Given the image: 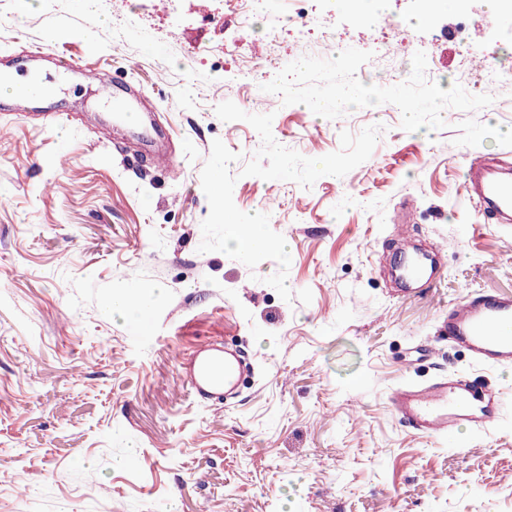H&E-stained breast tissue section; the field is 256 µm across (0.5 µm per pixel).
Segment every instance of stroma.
I'll list each match as a JSON object with an SVG mask.
<instances>
[{
	"instance_id": "obj_1",
	"label": "stroma",
	"mask_w": 512,
	"mask_h": 512,
	"mask_svg": "<svg viewBox=\"0 0 512 512\" xmlns=\"http://www.w3.org/2000/svg\"><path fill=\"white\" fill-rule=\"evenodd\" d=\"M370 2L362 21L344 0H288L280 52L295 68L260 53L243 69L222 0L205 25L193 0L168 17L127 0L119 19L92 0H0V76L51 87L31 107L0 91V512H512V370L480 371L440 333L465 292H512V224L479 223L461 192L466 155L512 164V19L461 0L447 16L469 31L450 40L411 0ZM386 18L428 47L432 97L337 63ZM36 46L72 71L33 60ZM470 54L504 80L458 104ZM85 71L122 73L149 102L176 170L132 153ZM265 81L287 96L261 107L280 145L318 158L376 125L369 159L308 189L242 175L261 139L215 109L252 112ZM217 140L240 156L236 207L287 243L291 301L266 282L276 261L198 250ZM404 235L444 257L408 297L390 276ZM118 284L159 289L148 325L106 313ZM213 343L255 369L221 405L196 401L179 364ZM446 373L501 389L492 430L451 445L401 425L389 391Z\"/></svg>"
}]
</instances>
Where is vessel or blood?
I'll list each match as a JSON object with an SVG mask.
<instances>
[{"instance_id":"1","label":"vessel or blood","mask_w":512,"mask_h":512,"mask_svg":"<svg viewBox=\"0 0 512 512\" xmlns=\"http://www.w3.org/2000/svg\"><path fill=\"white\" fill-rule=\"evenodd\" d=\"M120 85V80H109L99 93L132 137L150 141L153 129L147 114L120 94ZM462 190L484 223H512V176L499 167L479 156L465 157ZM404 255L400 279L405 285L437 279L430 256L409 244ZM446 327L449 344L464 348L476 366L491 371L512 367V294L467 292L449 305ZM180 367L196 398L207 404L223 402L251 374V364L240 352L223 347L197 350ZM388 402L400 423L431 438L453 439L465 429L490 430L503 410L498 387L476 377L447 374L401 385Z\"/></svg>"}]
</instances>
